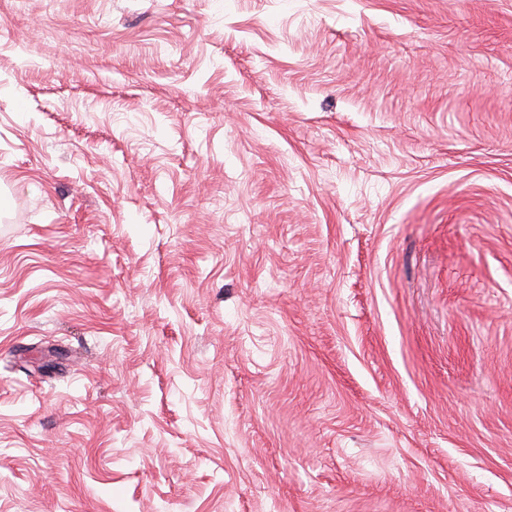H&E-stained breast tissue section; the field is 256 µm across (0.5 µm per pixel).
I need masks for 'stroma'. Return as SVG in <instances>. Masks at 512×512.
<instances>
[{"label": "stroma", "mask_w": 512, "mask_h": 512, "mask_svg": "<svg viewBox=\"0 0 512 512\" xmlns=\"http://www.w3.org/2000/svg\"><path fill=\"white\" fill-rule=\"evenodd\" d=\"M0 512H512V0H0Z\"/></svg>", "instance_id": "obj_1"}]
</instances>
